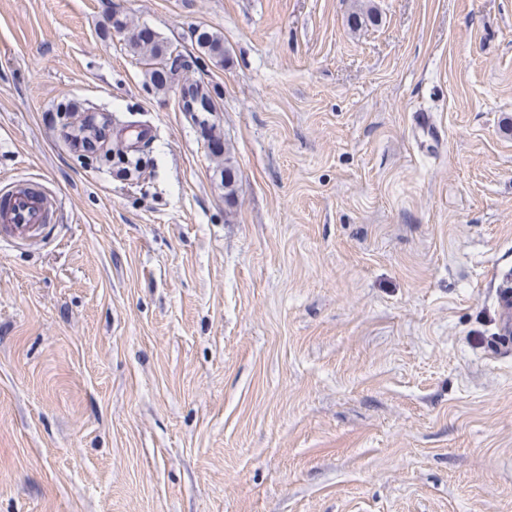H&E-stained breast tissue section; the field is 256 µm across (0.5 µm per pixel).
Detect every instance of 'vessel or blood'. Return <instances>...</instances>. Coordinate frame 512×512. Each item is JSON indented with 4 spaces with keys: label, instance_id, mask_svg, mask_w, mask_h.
<instances>
[{
    "label": "vessel or blood",
    "instance_id": "vessel-or-blood-1",
    "mask_svg": "<svg viewBox=\"0 0 512 512\" xmlns=\"http://www.w3.org/2000/svg\"><path fill=\"white\" fill-rule=\"evenodd\" d=\"M53 200L31 185L0 188V240L23 244L44 237L53 213ZM501 329L492 339L496 352L512 351V279L503 278L496 290Z\"/></svg>",
    "mask_w": 512,
    "mask_h": 512
}]
</instances>
